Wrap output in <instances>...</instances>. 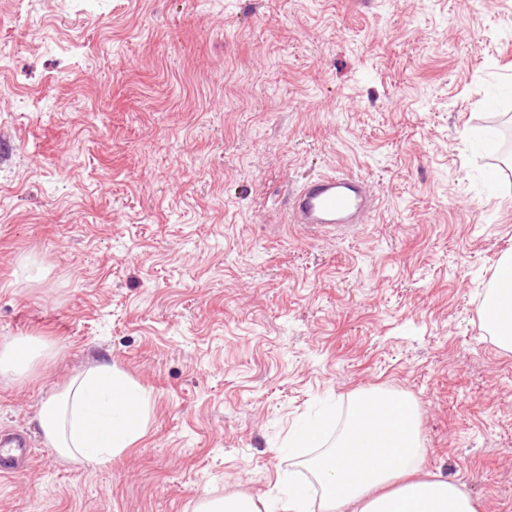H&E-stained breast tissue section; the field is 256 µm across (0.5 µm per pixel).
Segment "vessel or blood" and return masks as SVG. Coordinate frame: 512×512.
I'll use <instances>...</instances> for the list:
<instances>
[{
  "label": "vessel or blood",
  "mask_w": 512,
  "mask_h": 512,
  "mask_svg": "<svg viewBox=\"0 0 512 512\" xmlns=\"http://www.w3.org/2000/svg\"><path fill=\"white\" fill-rule=\"evenodd\" d=\"M373 207L367 180L359 175L326 174L310 179L288 196L290 223L316 230H347L361 223ZM0 453V475L12 474L19 460L28 455L27 441L15 436Z\"/></svg>",
  "instance_id": "obj_1"
}]
</instances>
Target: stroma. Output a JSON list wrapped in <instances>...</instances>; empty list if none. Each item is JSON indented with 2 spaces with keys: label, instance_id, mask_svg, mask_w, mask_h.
I'll list each match as a JSON object with an SVG mask.
<instances>
[{
  "label": "stroma",
  "instance_id": "obj_1",
  "mask_svg": "<svg viewBox=\"0 0 512 512\" xmlns=\"http://www.w3.org/2000/svg\"><path fill=\"white\" fill-rule=\"evenodd\" d=\"M510 116L512 0H0V342L52 347L0 379L31 446L0 512L310 486L290 428L332 406L335 442L375 388L415 400L423 473L512 512V353L479 313L512 254ZM336 172L368 179V222L289 223L287 191ZM102 361L148 431L60 458L40 405Z\"/></svg>",
  "mask_w": 512,
  "mask_h": 512
}]
</instances>
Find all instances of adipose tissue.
I'll use <instances>...</instances> for the list:
<instances>
[{
	"label": "adipose tissue",
	"mask_w": 512,
	"mask_h": 512,
	"mask_svg": "<svg viewBox=\"0 0 512 512\" xmlns=\"http://www.w3.org/2000/svg\"><path fill=\"white\" fill-rule=\"evenodd\" d=\"M494 343L512 352V255L501 258L480 306ZM47 346L32 337L0 343V375L27 374L46 359ZM150 396L115 365L101 363L76 376L39 410L46 443L63 458L102 464L120 456L147 432ZM335 410L291 430L288 449L304 459L319 491L312 501L304 484L288 481L281 512H478L456 483L422 475L425 450L415 409L405 397L366 390L356 395L333 447H325ZM316 454L304 458L306 449Z\"/></svg>",
	"instance_id": "obj_1"
}]
</instances>
